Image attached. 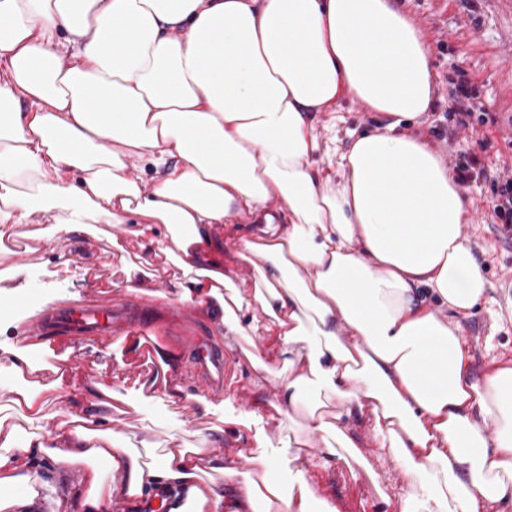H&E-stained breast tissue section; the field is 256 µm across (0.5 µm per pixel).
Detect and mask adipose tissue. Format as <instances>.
<instances>
[{
  "label": "adipose tissue",
  "instance_id": "adipose-tissue-1",
  "mask_svg": "<svg viewBox=\"0 0 512 512\" xmlns=\"http://www.w3.org/2000/svg\"><path fill=\"white\" fill-rule=\"evenodd\" d=\"M347 94L392 121L321 150L317 118L335 126ZM432 106L430 45L391 0H0V282L33 213L50 221L34 242L132 224L228 334L263 312L283 359L249 361L279 385L284 421L304 415L296 445L362 462L346 425L361 419L399 465L401 512L510 507L512 361L474 373L460 322L489 288L469 201L399 128ZM241 217L258 233L215 236ZM223 248L259 257L254 284L225 273ZM38 350L0 345L22 418L0 416V512L45 488L43 466L81 476L85 512H337L305 471L288 495L269 456L243 482H204L235 473L207 438L160 453L115 432L103 383L57 408Z\"/></svg>",
  "mask_w": 512,
  "mask_h": 512
}]
</instances>
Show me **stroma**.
I'll return each mask as SVG.
<instances>
[{"label":"stroma","mask_w":512,"mask_h":512,"mask_svg":"<svg viewBox=\"0 0 512 512\" xmlns=\"http://www.w3.org/2000/svg\"><path fill=\"white\" fill-rule=\"evenodd\" d=\"M426 35L431 48L434 106L431 112L409 124L411 133L424 137L448 166L461 157L475 155L487 175L467 185L471 201L470 222L464 227L473 250L485 267L490 288L484 301L462 319L463 334L473 356L475 372L493 362L512 358V239H507L493 212V185L512 178V0H395ZM465 71L484 107L496 113L498 123L485 127L472 123L460 128L449 112L448 92L458 71ZM336 110L335 130L318 127L321 143L335 141L347 147L357 136L382 128L388 119L361 108L343 97ZM106 241L77 233L64 241L51 240L38 252L28 254L17 265L18 274L0 293V345L28 344L22 325L31 312H57L61 303L83 298L111 300L113 305L137 304L153 309L156 318L146 335L171 346L180 361L162 371L157 357L148 356L139 341L138 329L116 330L111 339L97 336H41L40 357L47 364L45 381L57 382L62 399L85 395L88 385L101 381L127 400L122 412L113 413L112 427L120 433L137 434L148 443L172 441L182 446L194 443L196 432L209 434L212 448H227V461L239 465L241 458L258 455L256 434H263L283 458L298 457L299 467L312 473L321 495L331 499L337 512H399L378 496L385 489L398 497L401 475L397 463L380 455L376 438L361 432L362 455L372 472L341 461L323 463L317 450L288 443V425L273 409L277 388L262 379L240 349L227 348L224 327L208 313L198 315V325L213 347L224 354L225 396L238 408L258 410L253 427H239L237 434L220 433L224 424V402L213 396L210 384L193 372L185 343L190 328L180 322L175 308L180 291L174 286V267L159 243L147 242L137 253L145 269L138 291L127 288L126 273L118 262L108 260ZM168 295L166 303L154 291ZM160 374L184 388L181 405L159 400L143 402L140 384ZM50 487L35 498V512H82L83 489L75 478L53 476Z\"/></svg>","instance_id":"stroma-1"}]
</instances>
